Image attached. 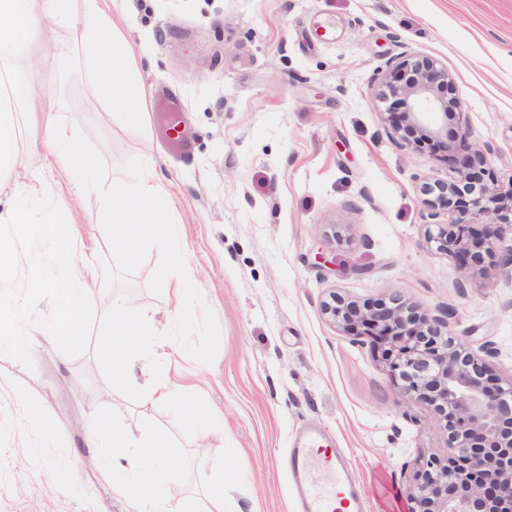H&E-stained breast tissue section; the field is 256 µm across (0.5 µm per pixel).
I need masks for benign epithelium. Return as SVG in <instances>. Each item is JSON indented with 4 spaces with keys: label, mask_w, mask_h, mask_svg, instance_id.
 Returning a JSON list of instances; mask_svg holds the SVG:
<instances>
[{
    "label": "benign epithelium",
    "mask_w": 512,
    "mask_h": 512,
    "mask_svg": "<svg viewBox=\"0 0 512 512\" xmlns=\"http://www.w3.org/2000/svg\"><path fill=\"white\" fill-rule=\"evenodd\" d=\"M381 83L407 104L390 114L394 134L408 129L419 142L448 149L459 180L428 189L430 218L448 214V223L427 230V242L439 253L452 254L472 274L484 257L495 254L488 224H512V207L497 193L475 196L464 187L467 177L485 176L483 151L471 150V132L459 123L448 138V101L442 91L452 83L448 70L435 60L413 54L392 61L380 73ZM497 255V254H495ZM502 277L512 283V247L497 255ZM324 311L349 336H367L382 350L391 371L404 382L402 396L423 402L446 434L448 455L457 469L430 463L410 495V512H512V382L504 385L484 359L449 333L453 312L419 313L402 302L369 307L333 295Z\"/></svg>",
    "instance_id": "1"
}]
</instances>
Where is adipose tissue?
Instances as JSON below:
<instances>
[{
  "label": "adipose tissue",
  "instance_id": "1",
  "mask_svg": "<svg viewBox=\"0 0 512 512\" xmlns=\"http://www.w3.org/2000/svg\"><path fill=\"white\" fill-rule=\"evenodd\" d=\"M105 0H0V172L17 157L16 130L34 111L31 84L16 73L18 61L39 39L46 25L81 26L88 38L81 59L112 111L139 122L145 90L134 76L135 60L126 39L112 26ZM121 475L112 483L116 495H133L135 512H195L175 467L177 452L163 434L134 437L119 426L97 424L91 431Z\"/></svg>",
  "mask_w": 512,
  "mask_h": 512
}]
</instances>
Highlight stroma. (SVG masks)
<instances>
[{
    "label": "stroma",
    "mask_w": 512,
    "mask_h": 512,
    "mask_svg": "<svg viewBox=\"0 0 512 512\" xmlns=\"http://www.w3.org/2000/svg\"><path fill=\"white\" fill-rule=\"evenodd\" d=\"M139 63L147 125L120 120L79 55L81 28L48 30L29 79L49 120H64L123 177L152 162L174 201L187 258L220 327L208 371L180 347L157 349L174 380L200 387L224 412V437L184 436L157 403L113 399L95 346L61 353L34 330L33 368L0 356V512H132L112 491V463L88 446L96 423L137 437L166 434L187 493L225 459L234 476L224 512H296L288 450L304 431L335 441L367 512H408L431 460H446L427 405L405 402L369 338L351 340L323 312L330 294L362 305L400 299L454 313L451 332L512 381V285L492 261L464 276L425 238L426 189L456 180L441 148L390 134L378 75L421 53L447 67L449 95L485 166L512 183V0H108ZM178 116V138L165 124ZM43 132L22 136L16 167L0 173V208L17 195L58 196ZM110 255L96 196L65 214ZM150 253L115 291L102 269L82 288L104 314L113 293L171 325L172 298L147 282Z\"/></svg>",
    "instance_id": "35a3bbf8"
}]
</instances>
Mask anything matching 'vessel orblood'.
Returning a JSON list of instances; mask_svg holds the SVG:
<instances>
[{
  "label": "vessel or blood",
  "instance_id": "vessel-or-blood-1",
  "mask_svg": "<svg viewBox=\"0 0 512 512\" xmlns=\"http://www.w3.org/2000/svg\"><path fill=\"white\" fill-rule=\"evenodd\" d=\"M323 442L317 435L291 449L288 470L294 479L303 512H348L356 505V480L342 457L325 456L320 452Z\"/></svg>",
  "mask_w": 512,
  "mask_h": 512
}]
</instances>
